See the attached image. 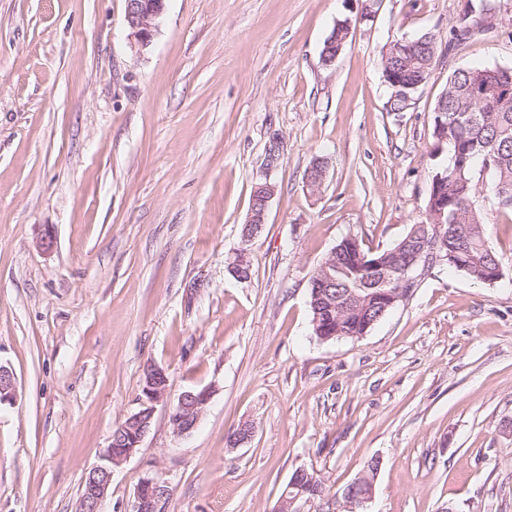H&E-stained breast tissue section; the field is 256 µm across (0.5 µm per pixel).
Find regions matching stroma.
Instances as JSON below:
<instances>
[{"mask_svg": "<svg viewBox=\"0 0 512 512\" xmlns=\"http://www.w3.org/2000/svg\"><path fill=\"white\" fill-rule=\"evenodd\" d=\"M467 2L165 0L140 51L126 0H0V365L18 384L0 406V512H76L150 364L171 397L213 396L187 437L157 408L103 512H129L148 473L170 486L165 512H274L296 467L335 491L375 457L367 512H512V217L490 192L498 282L436 265L357 340L318 339L309 309L341 239L389 249L424 220L449 75L512 68V0H487L449 47ZM405 34L437 54L392 112L380 52ZM246 422L251 442L229 447ZM475 1H477L478 3H473V1L470 0V2L473 4V10L475 11V13L466 20L460 19L458 25L455 28H453L452 31L450 32V39H448L449 46L455 43H457V45H461L469 39L472 25L474 21H476L474 20V18L477 17L476 14L481 16L485 11V6L483 3L484 0ZM256 197L252 198L249 219L244 227V237L249 240L262 230L265 224L267 208L270 200L275 195V186L270 183L259 184Z\"/></svg>", "mask_w": 512, "mask_h": 512, "instance_id": "35a3bbf8", "label": "stroma"}]
</instances>
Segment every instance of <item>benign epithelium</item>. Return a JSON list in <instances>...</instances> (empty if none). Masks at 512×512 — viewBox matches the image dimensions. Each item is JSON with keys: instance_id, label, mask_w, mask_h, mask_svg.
Segmentation results:
<instances>
[{"instance_id": "1", "label": "benign epithelium", "mask_w": 512, "mask_h": 512, "mask_svg": "<svg viewBox=\"0 0 512 512\" xmlns=\"http://www.w3.org/2000/svg\"><path fill=\"white\" fill-rule=\"evenodd\" d=\"M164 10V0H126L125 20L129 30V39L135 47L144 50L151 44L158 28V21ZM258 193L252 198L249 219L244 227L245 239H250L262 230L265 224L267 208L275 195V186L264 183L256 187ZM443 214H437L431 240L427 244H414L409 241L399 243L390 254L375 258L365 264L370 275L364 277L366 286L347 288L336 294V308L378 310L375 320H380L386 313L409 295L413 283L421 277L422 270L431 265L449 263L455 258L456 252L448 247V231L444 229ZM335 254L324 261L311 284L317 288L316 299L331 295V289L336 287L338 278ZM153 365L147 369L143 379V396L139 397L138 408L126 417L122 429L137 433L134 442H123L121 434L111 436L108 447L102 454V462L88 472L83 480L82 492L77 512H102V505L107 499L111 487L114 468L127 461L141 448L142 443L153 425L157 406L162 405L168 412L169 423L173 433L179 437L191 435L198 427L210 402L212 391L208 388L188 390L181 393L172 402L168 395V382H158ZM17 385L14 373L0 365V405L15 402ZM374 477L367 473L360 474L350 481L352 492L345 493L341 507L347 512L365 507L372 501ZM168 483L157 475H147L138 484L129 512H164L163 504L169 499ZM312 503L299 487H293L291 493H283L277 512H302V507Z\"/></svg>"}]
</instances>
